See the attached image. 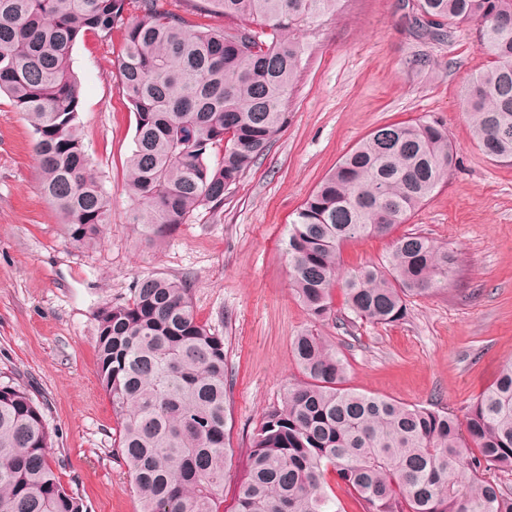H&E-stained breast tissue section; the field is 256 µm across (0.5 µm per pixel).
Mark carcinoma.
I'll return each instance as SVG.
<instances>
[{
  "instance_id": "cac0c4a2",
  "label": "carcinoma",
  "mask_w": 512,
  "mask_h": 512,
  "mask_svg": "<svg viewBox=\"0 0 512 512\" xmlns=\"http://www.w3.org/2000/svg\"><path fill=\"white\" fill-rule=\"evenodd\" d=\"M181 2L0 0V94L29 121L43 192L78 249L99 247L111 217L78 134L70 60L82 35L121 32L117 77L136 116L125 191L134 223L162 238L194 210L222 206L268 150L300 71L298 27L339 0H206L230 20L222 30L188 19ZM413 9L433 37L477 25L491 61L464 101L479 150L512 163V0H414ZM455 165L448 129L426 118L381 125L338 161L288 227L292 288L313 320L331 315L339 281L348 312L377 324L405 318L410 297L448 290L456 256L419 233L342 280L339 250L406 223ZM97 322L98 381L139 512H345L327 492L330 472L364 512H512V491L493 478L512 472V361L460 418L356 391L335 346L301 333L291 343L300 378L261 413L226 509L235 450L223 334L198 321L184 282L155 274L138 278L127 302L101 307ZM51 448L42 408L0 383V512H89L62 485Z\"/></svg>"
}]
</instances>
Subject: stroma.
Listing matches in <instances>:
<instances>
[{
	"label": "stroma",
	"mask_w": 512,
	"mask_h": 512,
	"mask_svg": "<svg viewBox=\"0 0 512 512\" xmlns=\"http://www.w3.org/2000/svg\"><path fill=\"white\" fill-rule=\"evenodd\" d=\"M407 2L340 0L305 27L287 126L220 211L200 208L161 240L133 223L123 189L136 118L117 78L120 32L86 34L71 54L79 132L111 203L99 248L66 239L41 190L32 128L0 96V381L26 387L42 407L58 431L56 471L90 512L138 510L95 344L98 310L130 299L142 275L188 281L198 320L224 336L235 481L262 411L298 376L291 342L302 332L336 346L358 392L456 415L512 361V165L478 149L462 97L490 58L472 24L442 41L418 35ZM420 117L448 129L457 164L447 183L393 234L343 245L340 261L346 272L382 264L396 237L420 233L458 255L447 291L411 299L404 320L383 325L355 319L338 290L331 317L313 321L292 290L285 250L296 210L374 128Z\"/></svg>",
	"instance_id": "stroma-1"
}]
</instances>
